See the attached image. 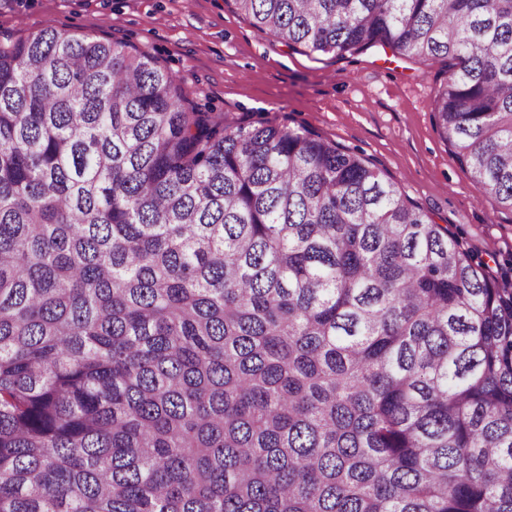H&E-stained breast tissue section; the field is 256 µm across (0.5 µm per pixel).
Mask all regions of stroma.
Here are the masks:
<instances>
[{"instance_id":"35a3bbf8","label":"stroma","mask_w":512,"mask_h":512,"mask_svg":"<svg viewBox=\"0 0 512 512\" xmlns=\"http://www.w3.org/2000/svg\"><path fill=\"white\" fill-rule=\"evenodd\" d=\"M58 29L136 47L218 117L304 127L370 159L512 283V211L455 161L434 120L447 65L379 46L336 58L289 48L233 0H0V38Z\"/></svg>"}]
</instances>
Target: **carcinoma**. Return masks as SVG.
Wrapping results in <instances>:
<instances>
[{"mask_svg": "<svg viewBox=\"0 0 512 512\" xmlns=\"http://www.w3.org/2000/svg\"><path fill=\"white\" fill-rule=\"evenodd\" d=\"M234 4L448 61L438 125L512 211V0ZM0 512H512V288L345 146L0 40Z\"/></svg>", "mask_w": 512, "mask_h": 512, "instance_id": "1", "label": "carcinoma"}]
</instances>
